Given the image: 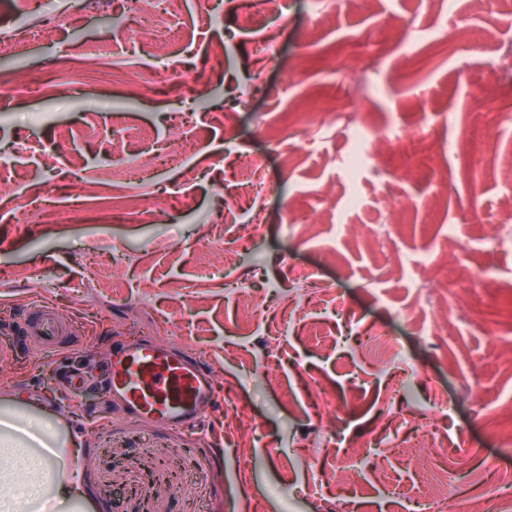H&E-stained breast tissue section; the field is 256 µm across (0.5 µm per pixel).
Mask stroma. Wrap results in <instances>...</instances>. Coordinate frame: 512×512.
Segmentation results:
<instances>
[{"instance_id": "35a3bbf8", "label": "stroma", "mask_w": 512, "mask_h": 512, "mask_svg": "<svg viewBox=\"0 0 512 512\" xmlns=\"http://www.w3.org/2000/svg\"><path fill=\"white\" fill-rule=\"evenodd\" d=\"M62 32L0 57L28 88L0 90V327L33 296L86 351L39 343L0 360V405L49 415L78 441L89 512H336V450L322 415L344 400V437L381 442L353 512H411L425 491L403 446L432 429L461 495L512 473L491 432L512 408V0H184L171 54L145 36L153 0H90ZM276 42L271 56L259 40ZM103 80L83 88L85 55ZM198 83L176 87L172 71ZM483 88V111L471 92ZM178 167L130 173L178 144ZM112 197V222L14 216V197L75 192L68 168ZM231 244L203 273L200 243ZM107 299L91 301L112 253ZM486 301L458 311L469 272ZM43 277L42 289L31 286ZM247 299L224 294L225 280ZM264 306L246 316L245 301ZM395 337L399 351L374 340ZM153 336L204 358L223 409L204 434L129 420L63 395L67 365L96 373L114 339ZM480 377L471 387V374ZM447 402L438 412V402Z\"/></svg>"}]
</instances>
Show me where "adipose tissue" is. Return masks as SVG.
I'll return each instance as SVG.
<instances>
[{
    "instance_id": "adipose-tissue-1",
    "label": "adipose tissue",
    "mask_w": 512,
    "mask_h": 512,
    "mask_svg": "<svg viewBox=\"0 0 512 512\" xmlns=\"http://www.w3.org/2000/svg\"><path fill=\"white\" fill-rule=\"evenodd\" d=\"M76 440L48 419L0 413V512H86Z\"/></svg>"
}]
</instances>
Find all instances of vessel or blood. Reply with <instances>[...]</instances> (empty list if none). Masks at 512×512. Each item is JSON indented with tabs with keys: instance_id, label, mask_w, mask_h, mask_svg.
Instances as JSON below:
<instances>
[{
	"instance_id": "obj_1",
	"label": "vessel or blood",
	"mask_w": 512,
	"mask_h": 512,
	"mask_svg": "<svg viewBox=\"0 0 512 512\" xmlns=\"http://www.w3.org/2000/svg\"><path fill=\"white\" fill-rule=\"evenodd\" d=\"M69 329L48 306L29 307L10 337L0 340V353L39 342L57 350ZM112 401L131 419L198 430L220 403L209 365L157 338L117 344L109 368Z\"/></svg>"
}]
</instances>
